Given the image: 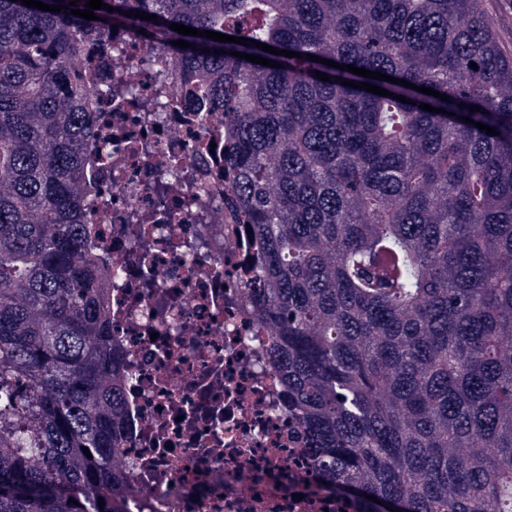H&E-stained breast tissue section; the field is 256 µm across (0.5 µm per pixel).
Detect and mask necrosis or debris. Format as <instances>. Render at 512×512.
Wrapping results in <instances>:
<instances>
[{"instance_id":"1","label":"necrosis or debris","mask_w":512,"mask_h":512,"mask_svg":"<svg viewBox=\"0 0 512 512\" xmlns=\"http://www.w3.org/2000/svg\"><path fill=\"white\" fill-rule=\"evenodd\" d=\"M112 75L97 123L89 229L126 270L109 299L124 373L122 512H356L323 492L246 295L245 228L224 207V115L200 117L165 50L116 31L90 44Z\"/></svg>"}]
</instances>
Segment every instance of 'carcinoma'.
<instances>
[{
    "mask_svg": "<svg viewBox=\"0 0 512 512\" xmlns=\"http://www.w3.org/2000/svg\"><path fill=\"white\" fill-rule=\"evenodd\" d=\"M41 2L65 9L0 0V512H119L125 492L108 308L124 272L84 222L90 171L110 158L104 139L86 149L90 107L112 85L74 71L126 29L224 112L260 259L248 295L325 488L360 512H512V54L483 0H103L115 11L97 20Z\"/></svg>",
    "mask_w": 512,
    "mask_h": 512,
    "instance_id": "carcinoma-1",
    "label": "carcinoma"
}]
</instances>
